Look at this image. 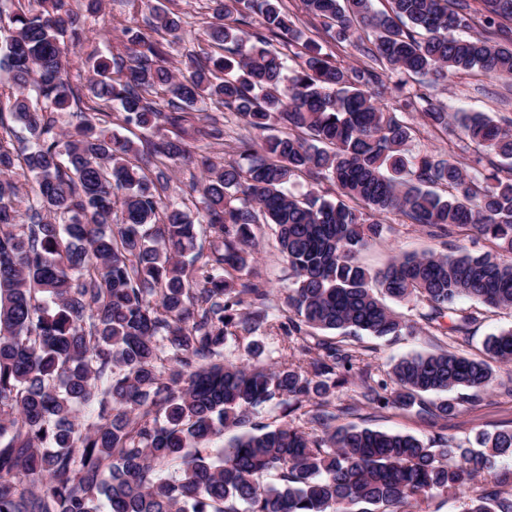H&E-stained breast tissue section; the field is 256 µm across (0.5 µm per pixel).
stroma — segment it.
<instances>
[{
	"label": "stroma",
	"instance_id": "35a3bbf8",
	"mask_svg": "<svg viewBox=\"0 0 512 512\" xmlns=\"http://www.w3.org/2000/svg\"><path fill=\"white\" fill-rule=\"evenodd\" d=\"M174 7L183 12L190 33L183 40L167 44L169 61L180 60L191 49L192 32H199L211 20L208 0H174ZM78 17L85 26L99 32L97 45L109 51L123 40L122 30L143 24V16L133 10L126 0H104L100 19H93L86 11ZM434 96L447 103L449 110L465 109L483 112L493 119L512 118V80L461 72L451 77L447 84L434 87ZM410 121L415 129L414 149L428 151L438 157H456L467 163L470 151L464 150L456 136L447 135L426 127L419 115ZM384 230L379 238L358 255L365 267L378 270L400 255L430 253L455 254L458 252L479 256L494 251V244L473 233H457L450 237L434 238L398 212L382 215ZM256 261L243 270V277L265 283L274 305L283 306L294 279L277 243V229L272 224H258L254 229ZM458 308L476 312L477 320L466 339H458L443 331L429 328L417 334H403L386 341L370 336L349 339L348 345L358 356V367L369 368L375 379H389L393 365L402 357L415 353L448 350L481 360L485 357L484 342L492 334L512 328V309H492L471 299L457 302ZM493 383L490 390L478 392L468 388L455 391L459 402L455 417L431 423L416 411L399 408H371L359 405L352 386L337 389L332 398L336 406H353V413L340 416L338 425L367 427L373 430L401 432L429 442L445 436L453 443L475 447V438L482 432L512 428V363L492 362Z\"/></svg>",
	"mask_w": 512,
	"mask_h": 512
}]
</instances>
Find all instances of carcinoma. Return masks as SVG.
Instances as JSON below:
<instances>
[{"instance_id": "1", "label": "carcinoma", "mask_w": 512, "mask_h": 512, "mask_svg": "<svg viewBox=\"0 0 512 512\" xmlns=\"http://www.w3.org/2000/svg\"><path fill=\"white\" fill-rule=\"evenodd\" d=\"M37 2L0 0V68L16 88L8 112L29 134L16 149L0 111V512H401L410 498L467 493L465 512H512V471L499 470L512 460V430L480 434L475 451L333 425L354 410L329 401L352 375L363 404L417 405L436 424L457 402L423 394L488 387L486 362L405 357L390 392L330 341L305 364H224L227 338L270 318L263 283L233 275L251 260L260 219L277 226L296 279L277 320L287 338L419 331L385 296L423 303L419 319L446 318L458 338L477 317L457 300L512 309V261L501 257L512 255V127L450 113L427 92L461 71L512 78V0H387L384 11L375 0H300L301 18L284 0H209L204 35L217 52L190 50L173 69L162 41L126 27L124 52L87 55L83 87L67 71L68 51L88 41L73 0ZM132 2L153 32L184 33L180 14ZM321 32L364 61L340 63ZM274 41L288 53L269 50ZM388 89L390 108L380 104ZM212 107L252 135L234 139V162L201 157L207 177L192 211L166 200L163 175L149 178L138 160L190 154L165 124L192 127L204 149L223 142ZM67 111L79 121L59 132L52 114ZM415 112L429 127H458L492 172L412 151ZM114 124L153 139L138 145ZM302 175L332 182L338 199L288 192ZM394 211L438 237L471 228L498 253L403 255L372 272L357 256L381 234L378 216ZM485 349L511 363L512 329ZM276 398L315 433L255 423ZM85 406L95 412L80 423ZM228 429L238 434L211 447ZM271 471L279 482H262Z\"/></svg>"}]
</instances>
